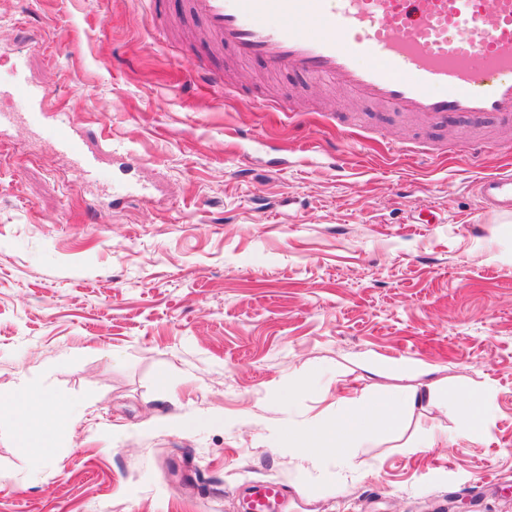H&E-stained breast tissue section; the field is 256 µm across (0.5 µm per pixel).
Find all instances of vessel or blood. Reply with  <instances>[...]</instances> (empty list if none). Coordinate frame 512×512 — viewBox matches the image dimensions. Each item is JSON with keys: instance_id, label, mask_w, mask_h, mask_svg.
<instances>
[{"instance_id": "1", "label": "vessel or blood", "mask_w": 512, "mask_h": 512, "mask_svg": "<svg viewBox=\"0 0 512 512\" xmlns=\"http://www.w3.org/2000/svg\"><path fill=\"white\" fill-rule=\"evenodd\" d=\"M209 34L241 61L275 73L329 78L352 94L429 126L456 114L495 118L512 133V0H190ZM39 100L50 89L26 79L11 88ZM58 148L79 153L67 114L57 113ZM480 199L512 210V169L479 176Z\"/></svg>"}]
</instances>
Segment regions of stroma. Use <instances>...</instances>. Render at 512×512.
Listing matches in <instances>:
<instances>
[{"label": "stroma", "instance_id": "35a3bbf8", "mask_svg": "<svg viewBox=\"0 0 512 512\" xmlns=\"http://www.w3.org/2000/svg\"><path fill=\"white\" fill-rule=\"evenodd\" d=\"M229 66L228 94L199 75ZM18 71L55 89L100 178L49 121L0 128V396L23 378L80 411L49 458L0 433V512H248L269 483L285 512H512V214L471 189L512 167L493 120L425 127L231 66L188 0H0V86ZM116 181L134 196L113 201ZM304 376L317 389L282 409ZM429 384L347 472L316 481L276 444L340 397ZM434 430L451 443L419 449Z\"/></svg>", "mask_w": 512, "mask_h": 512}]
</instances>
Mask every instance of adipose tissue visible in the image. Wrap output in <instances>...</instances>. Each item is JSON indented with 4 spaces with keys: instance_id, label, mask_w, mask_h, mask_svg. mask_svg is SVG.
I'll return each instance as SVG.
<instances>
[{
    "instance_id": "obj_1",
    "label": "adipose tissue",
    "mask_w": 512,
    "mask_h": 512,
    "mask_svg": "<svg viewBox=\"0 0 512 512\" xmlns=\"http://www.w3.org/2000/svg\"><path fill=\"white\" fill-rule=\"evenodd\" d=\"M343 416L350 425L348 432L337 431L334 425L318 422L311 428L289 431L285 440L288 447L294 448L299 466L305 470H321L327 459H334L337 467H349V453L352 437L361 435L370 421H378L388 429L398 428L403 420L402 407L392 399L382 401H355L345 406ZM49 421L53 427L71 426L74 415L69 405L41 387L19 382L13 402L0 401V423L14 428L19 437L15 443L19 451L41 448L52 452L53 446L46 436L31 432L32 419Z\"/></svg>"
}]
</instances>
